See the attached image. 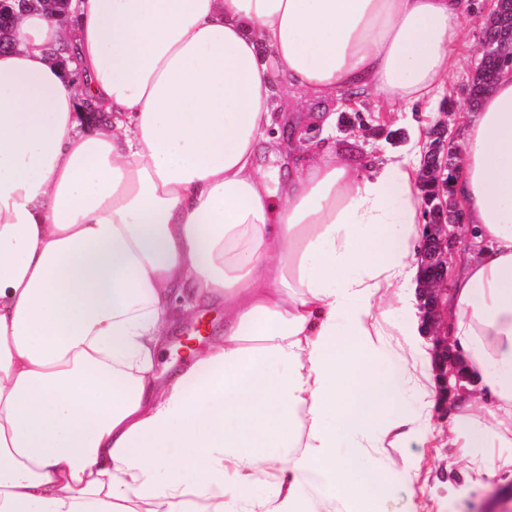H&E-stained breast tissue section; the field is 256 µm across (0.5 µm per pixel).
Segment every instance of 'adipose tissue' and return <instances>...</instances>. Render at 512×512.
<instances>
[{
    "label": "adipose tissue",
    "instance_id": "adipose-tissue-1",
    "mask_svg": "<svg viewBox=\"0 0 512 512\" xmlns=\"http://www.w3.org/2000/svg\"><path fill=\"white\" fill-rule=\"evenodd\" d=\"M466 0H71L0 50V512H385L387 450L435 407L421 321L426 138L256 161L273 84L432 103ZM68 42L76 62L53 48ZM111 113L87 129L83 103ZM448 334L477 392L448 442L469 489L512 477V72L464 133ZM224 336L168 379L173 299ZM404 324L388 327L391 310ZM482 419H475L474 411ZM495 449L494 457L483 454Z\"/></svg>",
    "mask_w": 512,
    "mask_h": 512
}]
</instances>
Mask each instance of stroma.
<instances>
[{
  "instance_id": "stroma-1",
  "label": "stroma",
  "mask_w": 512,
  "mask_h": 512,
  "mask_svg": "<svg viewBox=\"0 0 512 512\" xmlns=\"http://www.w3.org/2000/svg\"><path fill=\"white\" fill-rule=\"evenodd\" d=\"M468 4L460 41L461 64L449 77L448 89L434 111L424 113L417 106L404 103L390 107L370 94L359 95L354 104L339 109L313 100L300 112L284 107L275 111L274 123L279 132L296 127L303 134L305 149L343 148L360 160L383 146L400 148L408 142L411 127L417 122L426 123L428 140H435L442 131L453 142H460L463 127L471 116L467 91L470 66L479 56L491 7L489 0H468ZM179 302L190 306L191 311L172 331L155 361L157 373L166 376L186 367L193 352L205 349L224 334L223 304L198 302L187 294L180 296ZM202 319L209 322L205 335L187 339V332ZM390 457L397 469L415 475V494L428 503L430 512H512L511 478L494 481L491 494L477 497L466 493V451L449 446L448 425L444 421L432 419L426 445H415L402 452L394 450Z\"/></svg>"
}]
</instances>
